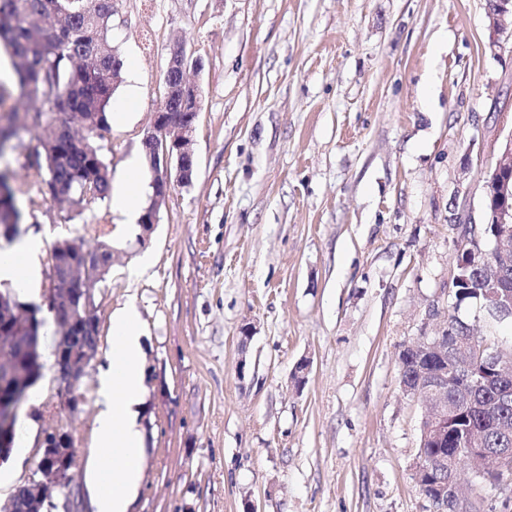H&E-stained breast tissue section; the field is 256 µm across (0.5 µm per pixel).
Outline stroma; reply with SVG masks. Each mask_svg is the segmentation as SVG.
<instances>
[{
	"label": "stroma",
	"instance_id": "obj_1",
	"mask_svg": "<svg viewBox=\"0 0 512 512\" xmlns=\"http://www.w3.org/2000/svg\"><path fill=\"white\" fill-rule=\"evenodd\" d=\"M123 61L113 104L139 100L100 140L112 183L143 160L174 45L202 62L195 169L151 232L119 233L111 201L75 218L31 181L22 235L41 236V351L51 245L105 240L95 289L99 363L74 412L42 369L19 415L10 486L37 432L91 446L112 314L136 302L147 369L142 477L129 512H435L414 479L420 399L398 354L452 311L454 243L483 221L482 167L512 133V53L488 47V0H113ZM150 252L139 277L129 271ZM251 338L241 342L243 326ZM309 360L303 386L291 377ZM462 479L477 512H512V475Z\"/></svg>",
	"mask_w": 512,
	"mask_h": 512
}]
</instances>
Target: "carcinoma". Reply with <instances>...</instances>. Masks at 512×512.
<instances>
[{
    "label": "carcinoma",
    "mask_w": 512,
    "mask_h": 512,
    "mask_svg": "<svg viewBox=\"0 0 512 512\" xmlns=\"http://www.w3.org/2000/svg\"><path fill=\"white\" fill-rule=\"evenodd\" d=\"M113 15L112 0H0V41L12 49L21 95L48 106L46 112L22 116L23 127L39 143L24 169L46 188L42 197L29 199L33 209L49 201L64 204L72 220L109 197V167L97 140L109 128L112 95L121 77V60L112 42ZM20 192L21 186L0 173V226L21 223L16 204ZM492 287L481 268H471L454 291L455 307L479 309L489 328L511 322V317L497 318L485 309L483 290ZM7 334L16 337V350L22 352L28 328L16 321ZM459 340L490 352L497 348L490 337L475 333L473 324L451 314L443 342L451 348ZM398 366L409 383L430 372L446 373L448 399L456 405L448 435L419 444L424 463L436 465L455 454L474 453L478 478L502 480L486 460L498 448H512V380L499 383L495 367L483 356L469 368L455 370L449 359L434 353H401ZM441 477L434 468L418 480L426 497L436 494Z\"/></svg>",
    "instance_id": "cac0c4a2"
}]
</instances>
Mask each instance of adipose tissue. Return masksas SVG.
<instances>
[{
	"label": "adipose tissue",
	"mask_w": 512,
	"mask_h": 512,
	"mask_svg": "<svg viewBox=\"0 0 512 512\" xmlns=\"http://www.w3.org/2000/svg\"><path fill=\"white\" fill-rule=\"evenodd\" d=\"M42 246L41 238L31 236L0 250V281L11 282L24 293L34 292L40 281ZM112 341V357L94 391V445L84 475L95 512H128L139 488L145 452L138 407L146 373L135 305L113 313Z\"/></svg>",
	"instance_id": "obj_1"
}]
</instances>
